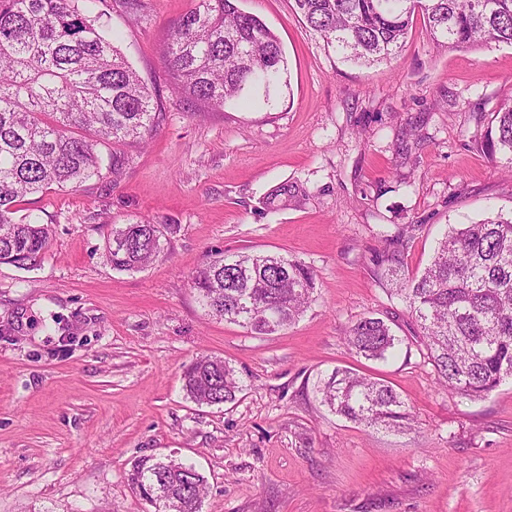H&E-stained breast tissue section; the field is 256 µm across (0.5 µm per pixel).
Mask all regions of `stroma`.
Segmentation results:
<instances>
[{
  "instance_id": "35a3bbf8",
  "label": "stroma",
  "mask_w": 512,
  "mask_h": 512,
  "mask_svg": "<svg viewBox=\"0 0 512 512\" xmlns=\"http://www.w3.org/2000/svg\"><path fill=\"white\" fill-rule=\"evenodd\" d=\"M279 38L287 85L270 103L212 110L175 95L163 62L194 0H104L117 45L163 102L152 139L72 190L17 202L50 225L31 267L0 264V512H155L124 476L154 455L193 462L201 512H512V378L467 400L437 383L406 304L373 274L383 233L413 224L404 266L430 261L448 225L512 211V175L480 147L512 97V44L448 47L415 16L390 61H346L295 0H238ZM288 186L287 204L273 202ZM173 224L167 250L114 270L103 224ZM225 253H280L316 275L294 325L255 335L209 317L193 273ZM379 317L403 344L385 362L345 343ZM221 357L245 389L200 406L196 357ZM383 379L415 430L328 411L319 376Z\"/></svg>"
}]
</instances>
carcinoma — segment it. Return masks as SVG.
I'll return each mask as SVG.
<instances>
[{
	"mask_svg": "<svg viewBox=\"0 0 512 512\" xmlns=\"http://www.w3.org/2000/svg\"><path fill=\"white\" fill-rule=\"evenodd\" d=\"M102 0H0V263L25 267L48 247L51 229L26 216L18 200L53 185L76 189L101 174L99 147H112L120 174L126 147L144 145L162 116L150 92L110 38ZM308 25L355 63L391 59L415 16L433 41L451 47L512 44V0H295ZM174 89L210 108L269 96L287 74L277 36L235 0H197L171 30L163 52ZM482 148L512 164V98L493 113ZM410 224L385 238L376 277L409 308L427 359L448 391L478 400L512 376V215L451 224L430 264L408 274L403 256ZM172 224H114L107 258L118 271H139L165 251ZM213 317L253 334H274L298 321L314 301L313 270L279 254H215L192 277ZM358 357L385 360L401 344L379 317L346 331ZM183 390L199 405L236 399L244 384L226 360L197 357ZM322 405L372 429L404 432L415 418L384 381L336 368L319 378ZM141 499L155 504L172 489L177 505L160 512H200L206 478L195 464L151 457L133 461L125 476Z\"/></svg>",
	"mask_w": 512,
	"mask_h": 512,
	"instance_id": "obj_1",
	"label": "carcinoma"
}]
</instances>
